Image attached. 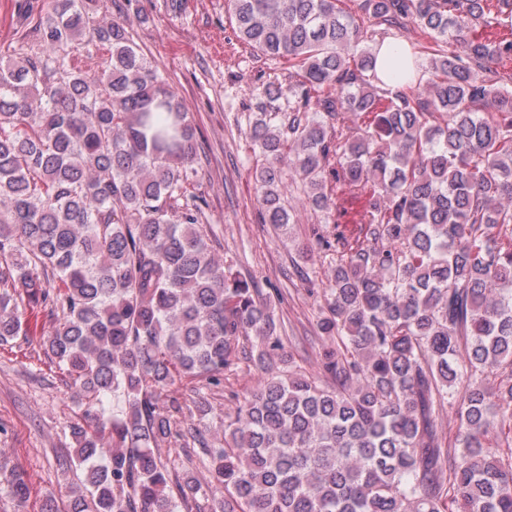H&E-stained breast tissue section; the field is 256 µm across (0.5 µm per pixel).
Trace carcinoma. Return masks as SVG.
<instances>
[{
  "mask_svg": "<svg viewBox=\"0 0 512 512\" xmlns=\"http://www.w3.org/2000/svg\"><path fill=\"white\" fill-rule=\"evenodd\" d=\"M98 0H50L39 51L0 56V347L77 396L80 484L45 512H512V0H226L237 39L287 65L249 137L263 222L313 210L327 266L323 353L286 358L274 299L211 255L195 128ZM412 22L425 58L377 67L375 28ZM420 62L413 85L387 84ZM249 390L224 446L194 421ZM185 383L194 406L182 401ZM452 409L456 426L438 416ZM186 450L191 485L158 454ZM31 481L0 458V494Z\"/></svg>",
  "mask_w": 512,
  "mask_h": 512,
  "instance_id": "cac0c4a2",
  "label": "carcinoma"
}]
</instances>
